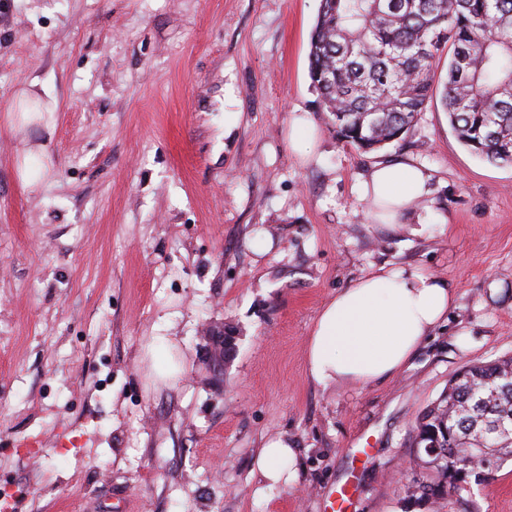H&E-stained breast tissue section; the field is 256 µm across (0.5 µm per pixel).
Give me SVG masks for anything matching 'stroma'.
<instances>
[{
	"label": "stroma",
	"mask_w": 512,
	"mask_h": 512,
	"mask_svg": "<svg viewBox=\"0 0 512 512\" xmlns=\"http://www.w3.org/2000/svg\"><path fill=\"white\" fill-rule=\"evenodd\" d=\"M318 8L0 0V508L512 512V463L425 504L401 471L449 378L512 356V166L436 101L397 144L339 142L308 76ZM393 161L434 193L388 227L358 188ZM388 263L447 281V323L385 381L314 383L321 309ZM208 322L235 336L220 384ZM277 437L297 476L270 489ZM295 457V448L291 447L288 440L279 438L269 441L257 457V471L268 486L288 485L293 475Z\"/></svg>",
	"instance_id": "1"
}]
</instances>
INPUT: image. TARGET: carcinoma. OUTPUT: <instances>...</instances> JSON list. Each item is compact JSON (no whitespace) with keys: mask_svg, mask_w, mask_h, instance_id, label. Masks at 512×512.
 Masks as SVG:
<instances>
[{"mask_svg":"<svg viewBox=\"0 0 512 512\" xmlns=\"http://www.w3.org/2000/svg\"><path fill=\"white\" fill-rule=\"evenodd\" d=\"M308 58L338 140L377 152L438 95L464 146L512 165V0H320ZM412 447L408 491L420 502L460 496L512 461V357L454 375Z\"/></svg>","mask_w":512,"mask_h":512,"instance_id":"obj_1","label":"carcinoma"}]
</instances>
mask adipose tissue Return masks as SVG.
Instances as JSON below:
<instances>
[{
  "label": "adipose tissue",
  "mask_w": 512,
  "mask_h": 512,
  "mask_svg": "<svg viewBox=\"0 0 512 512\" xmlns=\"http://www.w3.org/2000/svg\"><path fill=\"white\" fill-rule=\"evenodd\" d=\"M430 176L408 163L377 165L360 197L380 207L382 224L408 221L430 194ZM454 300L446 281L417 269L383 265L337 291L319 313L307 345L308 372L316 383L369 386L406 366ZM296 451L287 440L269 441L257 471L266 485L293 475Z\"/></svg>",
  "instance_id": "ef3b65f1"
}]
</instances>
